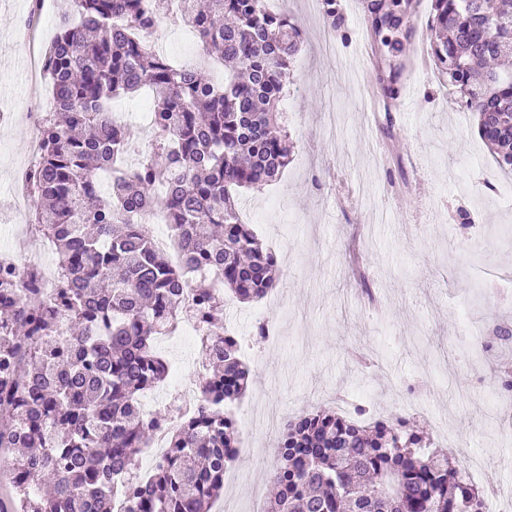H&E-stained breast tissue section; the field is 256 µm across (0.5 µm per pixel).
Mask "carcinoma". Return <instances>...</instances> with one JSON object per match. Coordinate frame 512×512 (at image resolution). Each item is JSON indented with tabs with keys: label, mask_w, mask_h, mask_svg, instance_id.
<instances>
[{
	"label": "carcinoma",
	"mask_w": 512,
	"mask_h": 512,
	"mask_svg": "<svg viewBox=\"0 0 512 512\" xmlns=\"http://www.w3.org/2000/svg\"><path fill=\"white\" fill-rule=\"evenodd\" d=\"M170 0H68L43 57L55 98L42 118L38 159L27 174L29 221L55 250L57 300L21 297L0 258V449L12 495L0 512H210L236 451L229 405L249 371L237 336L221 326L223 294L239 302L275 286L277 258L240 221V191L265 186L290 162L278 104L300 30L264 0H183L182 24L224 63V83L176 67L149 43ZM405 0L368 21L389 51L404 50L396 23ZM436 70L473 112L494 161L512 171V0H432ZM148 89L157 105L148 150L126 158L140 134L112 102ZM158 209L177 237L165 257L138 215ZM209 270L224 292L199 285L205 311L202 407L169 433L166 459L133 478L157 421L141 394L163 382L154 339L196 304L180 288ZM317 409L287 424L277 443L271 512H481V498L448 449L402 416L364 419Z\"/></svg>",
	"instance_id": "cac0c4a2"
}]
</instances>
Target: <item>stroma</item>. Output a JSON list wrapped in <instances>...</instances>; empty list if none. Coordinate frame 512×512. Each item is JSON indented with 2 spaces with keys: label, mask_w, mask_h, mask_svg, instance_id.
Here are the masks:
<instances>
[{
  "label": "stroma",
  "mask_w": 512,
  "mask_h": 512,
  "mask_svg": "<svg viewBox=\"0 0 512 512\" xmlns=\"http://www.w3.org/2000/svg\"><path fill=\"white\" fill-rule=\"evenodd\" d=\"M32 2L0 0V204L18 189L38 134L23 115L50 95L34 64L65 5L40 0L45 19L26 36ZM368 3L337 0L328 19L311 13L308 0H280L303 37L281 102L294 153L276 183L238 200L247 217L280 207V219L254 226L278 260L271 295L280 304L279 341L249 361L248 389L233 404L276 408L280 425L253 431L261 455L243 466L261 497L238 512H266L283 424L320 408L353 415L367 390L370 409L384 417L401 399H417L406 416L431 439L446 418L454 464L480 456L512 492V412L486 416L468 393L475 382L497 387L500 370H512V349L502 350L493 333L494 325L512 326V295H497L491 276L512 271V200L503 196L512 173L497 167L473 114L460 111L458 94L438 76L429 12L409 22L399 59L380 57L365 69ZM373 70L396 71L404 111H363ZM466 309L489 348L468 371L453 346ZM157 350L182 383H197L195 341L176 337Z\"/></svg>",
  "instance_id": "35a3bbf8"
}]
</instances>
